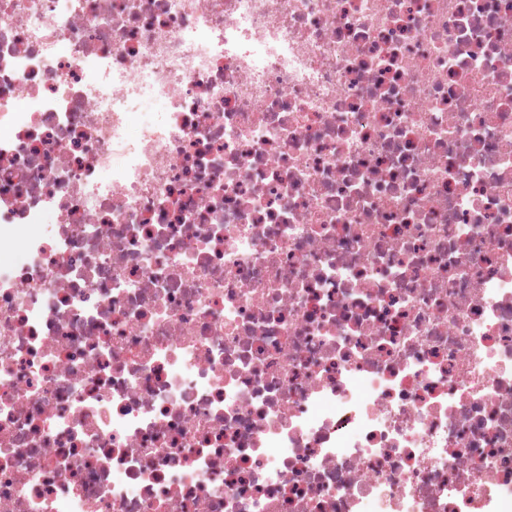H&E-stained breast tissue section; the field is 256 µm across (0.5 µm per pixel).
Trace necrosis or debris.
<instances>
[{
	"mask_svg": "<svg viewBox=\"0 0 512 512\" xmlns=\"http://www.w3.org/2000/svg\"><path fill=\"white\" fill-rule=\"evenodd\" d=\"M0 512H512V0H0Z\"/></svg>",
	"mask_w": 512,
	"mask_h": 512,
	"instance_id": "obj_1",
	"label": "necrosis or debris"
}]
</instances>
